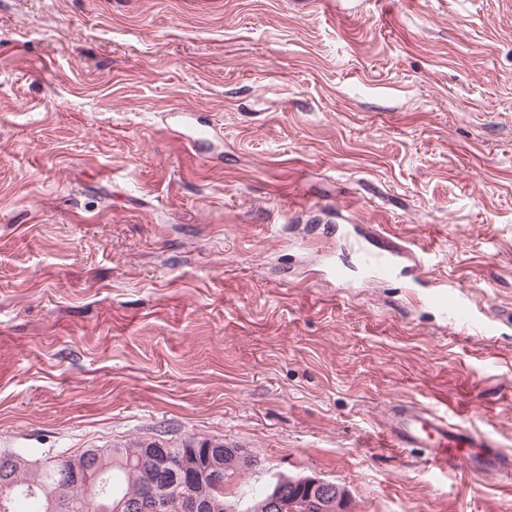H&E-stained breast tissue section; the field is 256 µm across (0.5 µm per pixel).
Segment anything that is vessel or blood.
<instances>
[{"label":"vessel or blood","mask_w":512,"mask_h":512,"mask_svg":"<svg viewBox=\"0 0 512 512\" xmlns=\"http://www.w3.org/2000/svg\"><path fill=\"white\" fill-rule=\"evenodd\" d=\"M413 257L409 273L425 268L426 260L410 247L378 246L362 251L364 268L381 279L396 275L402 260ZM428 308L441 314L470 336H497L501 326L485 318L482 309L474 307L470 295L459 284L439 282L436 290L426 294ZM381 437L386 446L406 451H419L430 463L442 469L464 471L473 475L512 474V453L501 448L489 435L452 422L446 416L410 403L394 404L383 424Z\"/></svg>","instance_id":"b4317fda"}]
</instances>
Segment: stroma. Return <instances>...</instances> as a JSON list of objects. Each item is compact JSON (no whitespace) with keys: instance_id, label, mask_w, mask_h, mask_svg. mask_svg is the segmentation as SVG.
I'll return each mask as SVG.
<instances>
[{"instance_id":"obj_1","label":"stroma","mask_w":512,"mask_h":512,"mask_svg":"<svg viewBox=\"0 0 512 512\" xmlns=\"http://www.w3.org/2000/svg\"><path fill=\"white\" fill-rule=\"evenodd\" d=\"M353 224L422 280H369ZM444 277L512 312V0H0V453L215 438L238 504L512 512L380 440L409 402L512 452V325L460 335ZM279 484L285 483L288 480L293 481L295 484L300 485L301 487H306L309 490L311 495L315 493L317 500L318 509L321 512H345L347 509L346 497L341 500L339 503L338 510V502L341 499L342 489L338 485H335L332 482L316 478V477H300L294 480L279 477L276 479ZM279 492L280 500L288 504V500L293 497H301L302 499L308 500L307 507L308 511L306 512H320L315 502L310 499L309 493L305 488H300L299 486H294L291 483L276 486L274 483H270L266 488L261 490L254 498L251 500V505L247 506L245 512H277L280 508V501L278 497H269L268 499L259 502L258 506L254 511L253 508L261 500L263 497L271 494L273 492Z\"/></svg>"}]
</instances>
